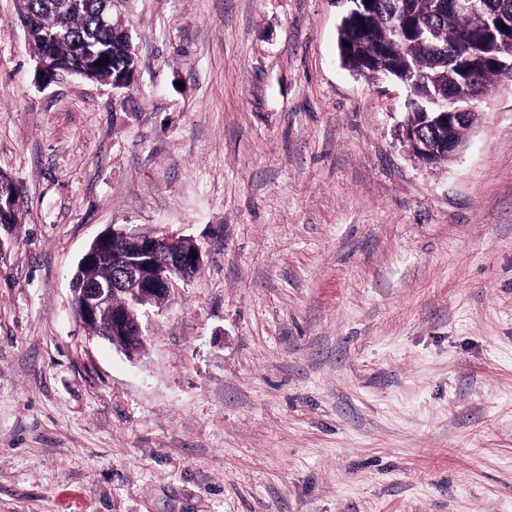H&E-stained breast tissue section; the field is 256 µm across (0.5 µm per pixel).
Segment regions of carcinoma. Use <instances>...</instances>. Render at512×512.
Instances as JSON below:
<instances>
[{
  "label": "carcinoma",
  "instance_id": "carcinoma-1",
  "mask_svg": "<svg viewBox=\"0 0 512 512\" xmlns=\"http://www.w3.org/2000/svg\"><path fill=\"white\" fill-rule=\"evenodd\" d=\"M22 20L36 57L49 56L60 69L91 81L112 82L120 73L136 70L131 43L122 27L110 23L112 0H24ZM508 3L484 0L483 8L458 14L435 9L434 0H374L367 12L342 16L338 48L344 67L359 68L373 78L395 79L410 73L422 84L409 89L414 103L405 108L403 125L422 135L448 141L466 136L467 124H448V116L435 103L441 91L454 86L456 95L477 98L501 77L494 43L484 36L498 18L508 13ZM349 45H343V42ZM108 60L99 62L100 57ZM186 242L169 238L155 262L166 264L167 255L182 251ZM126 243L115 241L81 273L90 279L112 278V259Z\"/></svg>",
  "mask_w": 512,
  "mask_h": 512
}]
</instances>
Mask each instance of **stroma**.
Listing matches in <instances>:
<instances>
[{"label": "stroma", "mask_w": 512, "mask_h": 512, "mask_svg": "<svg viewBox=\"0 0 512 512\" xmlns=\"http://www.w3.org/2000/svg\"><path fill=\"white\" fill-rule=\"evenodd\" d=\"M345 9L116 0L118 90L0 0V512H512V82L421 164ZM111 224L208 257L132 359L73 310ZM21 194L18 187L13 181L0 180V216L1 212L4 216L16 218L20 213Z\"/></svg>", "instance_id": "1"}]
</instances>
